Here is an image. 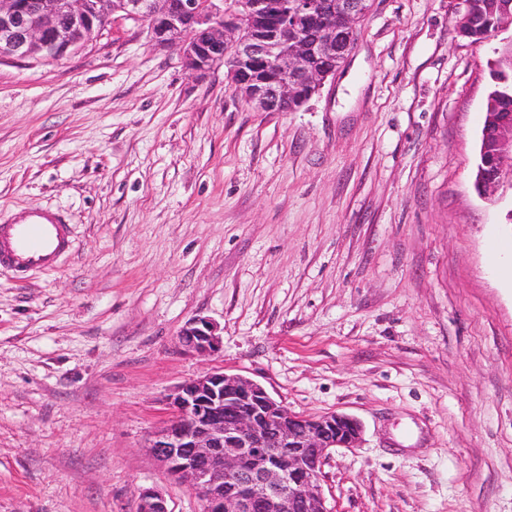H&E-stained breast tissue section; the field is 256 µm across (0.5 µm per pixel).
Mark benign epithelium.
Listing matches in <instances>:
<instances>
[{"mask_svg":"<svg viewBox=\"0 0 512 512\" xmlns=\"http://www.w3.org/2000/svg\"><path fill=\"white\" fill-rule=\"evenodd\" d=\"M367 0H0V60L57 63L84 51L117 19L148 23L158 45L180 44L183 66L205 75L223 65L241 96L262 112L295 111L319 93L336 63L345 61L351 33ZM454 31L468 36L474 17L468 0ZM505 65L492 80L512 85V40ZM482 129L475 186L491 191L512 168V93ZM183 350L201 357L222 345L218 326L188 322ZM169 415L152 435L150 453L174 481L186 482L203 512H328L321 485L325 460L355 448L360 423L344 414L306 417L288 411L260 384L222 371L189 378L165 398ZM138 512H170L162 491L139 493Z\"/></svg>","mask_w":512,"mask_h":512,"instance_id":"7a95c632","label":"benign epithelium"}]
</instances>
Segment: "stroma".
Listing matches in <instances>:
<instances>
[{
	"instance_id": "35a3bbf8",
	"label": "stroma",
	"mask_w": 512,
	"mask_h": 512,
	"mask_svg": "<svg viewBox=\"0 0 512 512\" xmlns=\"http://www.w3.org/2000/svg\"><path fill=\"white\" fill-rule=\"evenodd\" d=\"M461 0H373L345 67L254 109L116 21L52 66L0 61V208H58L74 250L0 270V512H202L147 451L163 398L249 378L343 413L328 512H512V187L474 188L498 40ZM220 351L184 352L189 321ZM179 344L183 350L206 357L216 353L222 345L218 326L206 319L188 322L179 333ZM138 512H170L162 491L155 488L142 489L139 493Z\"/></svg>"
}]
</instances>
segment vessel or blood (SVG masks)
Listing matches in <instances>:
<instances>
[{"label":"vessel or blood","mask_w":512,"mask_h":512,"mask_svg":"<svg viewBox=\"0 0 512 512\" xmlns=\"http://www.w3.org/2000/svg\"><path fill=\"white\" fill-rule=\"evenodd\" d=\"M72 229L60 212L31 208L0 217V268L24 276L50 271L72 250Z\"/></svg>","instance_id":"b4317fda"}]
</instances>
